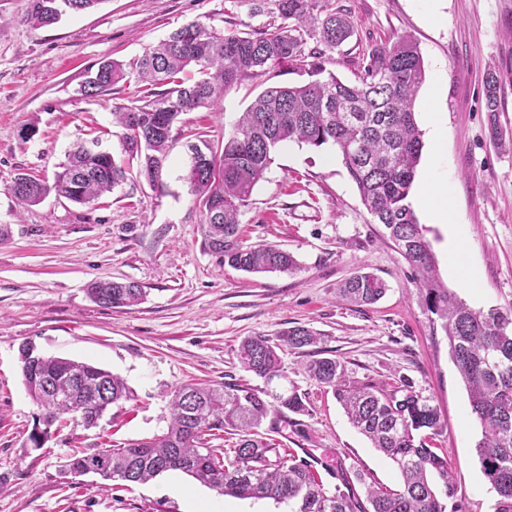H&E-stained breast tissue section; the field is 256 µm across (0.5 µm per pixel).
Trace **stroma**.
Masks as SVG:
<instances>
[{
    "label": "stroma",
    "instance_id": "35a3bbf8",
    "mask_svg": "<svg viewBox=\"0 0 512 512\" xmlns=\"http://www.w3.org/2000/svg\"><path fill=\"white\" fill-rule=\"evenodd\" d=\"M32 0H0V512H283L271 499L222 496L191 476L168 471L145 484L105 485L73 476L76 454L122 447L165 431L168 394L188 382L248 379L238 358L245 337L275 335L297 322L322 335L321 348L344 362L350 380L392 384L407 378L431 397L446 424L435 441L448 461L462 512H494L495 497L475 454L481 427L449 355L432 331L406 261L372 223L341 153L289 142L281 146L240 215L251 243L292 253L293 273L247 274L219 264L204 247L205 218L185 180L191 163L184 132L219 140L252 98L251 85L226 92L213 111L183 113L171 133L158 185L128 179L94 205L49 195L22 207L9 191L16 172L52 177L66 153L96 130L121 156L110 94L79 96L88 67L128 60L190 22L218 28L263 27L268 14L252 0H103L49 27L31 26ZM355 34L325 68L351 81L368 44L410 35L425 81L415 102L424 134L411 190L442 184L451 225L417 210L445 284L470 307H512V0H336ZM498 74L501 110L489 113L485 77ZM439 122L444 150L435 153L430 125ZM476 275L461 287L448 266V236ZM388 285L367 306L336 300L337 284L358 270ZM93 279H129L144 299L126 309L99 306L86 292ZM86 362L121 376L133 392L112 405L97 427L70 425L43 447L29 441L41 411L23 383L19 349ZM312 349L288 352L283 364L308 412L283 427L286 453L311 462L325 486L337 471L365 473L394 488L395 466L371 447L331 391L311 379Z\"/></svg>",
    "mask_w": 512,
    "mask_h": 512
}]
</instances>
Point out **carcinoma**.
<instances>
[{"label":"carcinoma","instance_id":"1","mask_svg":"<svg viewBox=\"0 0 512 512\" xmlns=\"http://www.w3.org/2000/svg\"><path fill=\"white\" fill-rule=\"evenodd\" d=\"M103 0H32L27 21L56 23L67 12L89 10ZM270 21L259 30L216 29L189 23L145 49L129 63H100L80 84L83 96L109 94L119 83L134 84L129 104L112 109L122 129L124 157L79 144L66 156L62 171L49 183L19 172L9 191L33 206L50 193L81 205L94 204L128 179L131 172L149 183L160 181L174 125L184 112L216 108L233 86L257 81L286 62L311 80L300 85L264 88L221 140L201 149L190 146L192 163L185 180L205 216L204 246L224 265L249 273H291L293 255L270 243L248 244L239 216L273 155L285 143L337 147L355 182L371 222L380 224L413 272L423 308L434 315L448 340L449 353L468 392L471 414L482 427L475 446L481 472L495 496V512H512V307L475 310L439 278L426 229L408 201L423 148L414 100L425 69L416 43L408 36L373 43L362 53L355 80L323 77L322 59L346 43L354 28L336 0H272ZM312 48H307L309 43ZM487 110H499L500 87L490 72L485 79ZM385 282L359 270L336 288L340 302L370 305L385 293ZM88 294L106 308L130 307L143 298L133 281L95 280ZM320 334L294 325L267 335L248 336L239 346L244 369L263 386L238 382L187 384L174 389L166 431L124 447L75 455L67 471H91L103 480L144 483L167 471H181L222 495L272 499L289 512H448L457 488L448 460L431 442L444 422L433 400L406 380L384 384L347 379L345 365L320 350L307 370L332 389L352 426L397 467L396 489L368 485L361 499L342 485L325 488L311 464L281 454L274 439L258 432L268 416L305 415L306 403L288 389L283 349L317 344ZM28 395L41 409L44 428L29 435L36 448L47 429L78 421L97 425L102 406L93 390L102 387L112 403L129 399L125 381L112 372L68 358H38L32 346L20 348ZM238 441L224 451L211 442L224 432Z\"/></svg>","mask_w":512,"mask_h":512}]
</instances>
